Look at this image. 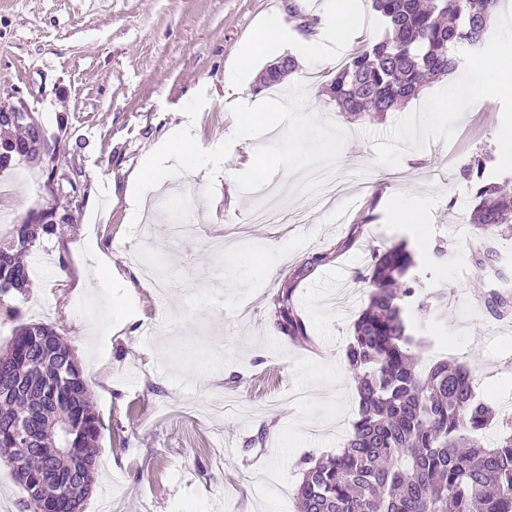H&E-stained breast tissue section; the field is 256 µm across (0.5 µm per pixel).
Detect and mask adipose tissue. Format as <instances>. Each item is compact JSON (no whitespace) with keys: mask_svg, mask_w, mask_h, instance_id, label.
Here are the masks:
<instances>
[{"mask_svg":"<svg viewBox=\"0 0 512 512\" xmlns=\"http://www.w3.org/2000/svg\"><path fill=\"white\" fill-rule=\"evenodd\" d=\"M359 26V17L351 0H325L323 18L316 33L289 37L288 29L277 16L268 17L253 39L237 55L235 61L224 73L225 97L236 96L239 92V76L258 55L268 53L283 45H292L296 55L323 63L329 62V45L349 46L351 36ZM494 70L501 75L498 83L490 82L484 69L476 68L466 84L454 87L448 97L431 101L432 121H439L445 112L463 110L467 102L478 93L512 92V42L500 45L493 61Z\"/></svg>","mask_w":512,"mask_h":512,"instance_id":"ef3b65f1","label":"adipose tissue"}]
</instances>
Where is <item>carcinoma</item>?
<instances>
[{"mask_svg": "<svg viewBox=\"0 0 512 512\" xmlns=\"http://www.w3.org/2000/svg\"><path fill=\"white\" fill-rule=\"evenodd\" d=\"M385 34L336 70L327 93L345 116L382 121L457 67L454 49L485 43L499 0H370ZM296 71L288 56L269 65L259 86ZM472 182L468 223L484 231L512 224V181L486 178L475 158L462 167ZM55 224L33 211L0 239V297L27 287L23 262ZM418 263L401 242L372 253L359 276L367 303L352 325L345 361L358 410L343 448L327 459L304 457L294 496L297 512H512V420L487 441L493 408L476 395L459 361L419 368L424 338L412 314L441 315L444 293L422 294ZM277 325L306 338L289 294L274 300ZM79 361L54 326L16 327L0 350V457L21 439L39 457L12 465L30 506L79 512L93 491L95 443L103 425L93 411Z\"/></svg>", "mask_w": 512, "mask_h": 512, "instance_id": "1", "label": "carcinoma"}]
</instances>
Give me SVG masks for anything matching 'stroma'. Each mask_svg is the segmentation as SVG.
Here are the masks:
<instances>
[{
	"label": "stroma",
	"mask_w": 512,
	"mask_h": 512,
	"mask_svg": "<svg viewBox=\"0 0 512 512\" xmlns=\"http://www.w3.org/2000/svg\"><path fill=\"white\" fill-rule=\"evenodd\" d=\"M324 0H0V110L26 103L48 142L65 156L76 190L50 195L35 161L0 171V238L30 212L67 216L32 251L41 274L9 301L18 321L0 319V347L16 322L55 326L74 349L103 424L93 492L83 512H296L304 456L337 453L357 411L345 348L367 292L374 250L407 241L418 255L422 293L446 295L444 316H415L430 344L423 359L467 362L480 398L512 416V318L484 302L494 278L470 252L482 236L468 224L472 188L462 165L481 159L486 177L512 174L501 136L512 129V93L471 99L428 126L430 84L385 123L344 118L326 84L355 51L383 32L369 0L363 23L330 64L297 63L281 85L257 90L260 60L238 99L255 105L302 85L305 112L346 138L326 189L328 209L298 211L293 173L242 191L259 147L274 129L233 142L216 178L206 170L166 179L143 197L144 221H127L128 184L152 145L178 122L197 92L202 149L236 124L224 98V70L273 14L293 32L322 17ZM512 42V0H501L484 46L459 47L454 80ZM213 199H206V187ZM419 218L393 215L397 197ZM277 200L284 224H259L260 204ZM445 244L452 260L436 259ZM112 268H98L100 257ZM288 293L307 338L275 324L273 300ZM263 445H252L258 433Z\"/></svg>",
	"instance_id": "stroma-1"
}]
</instances>
